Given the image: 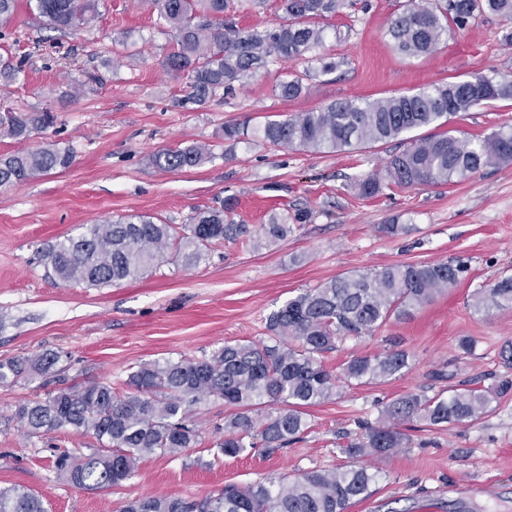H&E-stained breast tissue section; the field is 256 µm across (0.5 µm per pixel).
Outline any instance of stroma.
Wrapping results in <instances>:
<instances>
[{
	"label": "stroma",
	"mask_w": 512,
	"mask_h": 512,
	"mask_svg": "<svg viewBox=\"0 0 512 512\" xmlns=\"http://www.w3.org/2000/svg\"><path fill=\"white\" fill-rule=\"evenodd\" d=\"M405 0H360L325 19L323 54L336 71L308 78L306 94L282 99L286 73L307 61L277 63L233 95L185 108L175 100L184 78L163 58L173 34L142 0H99L98 14L78 32L50 29L19 6L0 25V55L22 71L0 89V113L47 110L54 126L19 142L0 139V156L19 150L69 149L72 165L0 187V360L59 352L56 378L0 386V487L21 485L51 512H119L130 499L165 494L199 499L225 485L291 479L350 465L341 443L376 424L386 402L406 393L434 394L449 386L512 383V310L476 311L477 286L512 274V164L487 167L454 184L383 190L359 197L355 179L381 171L403 149L394 139L345 152L313 153L272 146H229L222 128L232 120L260 125L351 97L402 95L439 81L492 69H512L505 23L478 18L450 32L429 56L405 58L387 35ZM82 84L72 95L73 84ZM512 124V101L484 104L454 116L450 127L486 135ZM211 146L199 167L166 172L153 163L165 148ZM233 198L236 221L259 228L283 208L309 211L286 240L253 248L213 245L198 265L165 258L140 278L98 288L55 280L38 246L83 232L85 225L126 215L186 223L197 210ZM399 225L391 234L387 225ZM462 261L468 271L413 317L389 321L373 336L347 338L321 360L340 371L348 360L398 344L410 355L401 376L341 384L340 394L310 411V428L288 447L237 457L216 454L224 438L223 402L201 405V443L179 456L140 461L135 475L104 491L57 479L54 461L66 451L87 455L92 435L73 431L28 437L11 423L20 404L58 386L111 384L124 394L141 363L204 358L227 343L266 341L265 320L289 297L336 276L396 263ZM473 340L470 352L458 347ZM407 447L366 458L380 476L348 512H512V390L496 398L475 424L432 428L417 422Z\"/></svg>",
	"instance_id": "1"
}]
</instances>
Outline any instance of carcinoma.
I'll use <instances>...</instances> for the list:
<instances>
[{
  "mask_svg": "<svg viewBox=\"0 0 512 512\" xmlns=\"http://www.w3.org/2000/svg\"><path fill=\"white\" fill-rule=\"evenodd\" d=\"M35 15L50 28L67 31L89 23L98 14V0H27ZM157 11L160 24L174 34L175 46L164 69L189 78L182 106H201L235 91L243 78L268 70L274 62L302 60L325 42L320 20L356 5V0H281L283 16L263 31L239 28L224 19L230 0H144ZM512 20V0H406L391 17L387 35L394 49L409 58L429 55L448 31L468 26L475 16ZM21 65L0 56V84L9 86ZM279 95L295 99L304 92L303 77L277 84ZM512 100V71L492 70L467 79L432 83L410 94L384 98H345L268 120L257 131V144L300 148L315 153L344 151L394 140L423 127H442L460 112L496 101ZM55 122L49 111L0 114V138L24 140ZM248 136L237 122L224 124V141L233 145ZM214 158L206 144L167 149L154 156L155 165L175 172ZM73 153L60 149L18 151L0 157V187L21 183L38 173L66 169ZM512 163V125L504 124L483 139L456 136L448 130L429 137H408L380 177L354 182L357 194L371 198L383 189H408L450 184L482 168ZM220 209L200 210L186 224H160L147 215H127L89 224L40 252L61 282L84 281L107 287L139 278L172 251L186 265L204 259L210 247L224 240L258 243L288 237L307 213L275 214L252 234ZM467 268L460 263L394 264L337 276L307 288L285 301L266 318L269 342L228 343L201 359L180 358L143 363L131 371L123 396L112 385L91 382L62 389L16 408L13 420L30 437L75 430L93 435L100 448L87 456L60 454L58 476L79 488L107 490L136 473L150 456H172L199 443L193 414L198 406L222 401L231 409L224 420V440L217 453L236 457L256 448H284L310 428L308 409L338 394L337 377L319 360L345 337L371 336L390 319L412 316L440 292L456 286ZM478 310L512 309V275L472 294ZM57 352L0 361V384L43 377L59 362ZM409 368V354L392 349L347 361V382L388 380ZM502 387L443 389L433 395L407 393L390 400L377 425L342 446L351 458L385 455L410 441L404 427L424 422L434 427L470 425L487 413L492 396ZM378 474L366 466L310 471L294 481L257 483L247 488L226 485L221 493L202 499L167 495L139 497L120 512H346L352 502L369 494ZM0 512H48L43 501L19 485L0 487Z\"/></svg>",
  "mask_w": 512,
  "mask_h": 512,
  "instance_id": "cac0c4a2",
  "label": "carcinoma"
}]
</instances>
